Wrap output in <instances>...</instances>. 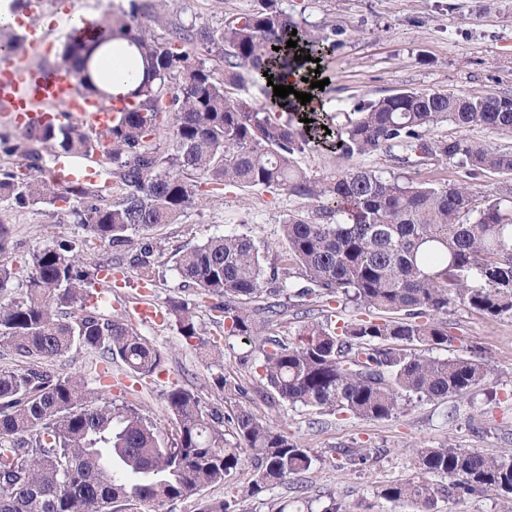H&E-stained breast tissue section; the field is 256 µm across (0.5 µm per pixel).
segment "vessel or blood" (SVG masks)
Returning <instances> with one entry per match:
<instances>
[{
	"instance_id": "b4317fda",
	"label": "vessel or blood",
	"mask_w": 512,
	"mask_h": 512,
	"mask_svg": "<svg viewBox=\"0 0 512 512\" xmlns=\"http://www.w3.org/2000/svg\"><path fill=\"white\" fill-rule=\"evenodd\" d=\"M46 39V34L29 30L30 56L0 62V117L26 124L65 119L92 130L112 125L118 114L111 104L78 94L72 77L40 64L41 47ZM50 175L62 184L99 181L94 166L66 159L55 164Z\"/></svg>"
}]
</instances>
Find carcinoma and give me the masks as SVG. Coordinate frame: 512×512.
I'll list each match as a JSON object with an SVG mask.
<instances>
[{
	"instance_id": "1",
	"label": "carcinoma",
	"mask_w": 512,
	"mask_h": 512,
	"mask_svg": "<svg viewBox=\"0 0 512 512\" xmlns=\"http://www.w3.org/2000/svg\"><path fill=\"white\" fill-rule=\"evenodd\" d=\"M162 5L129 0V9L94 24L92 36L68 39L62 58L74 67L79 93L116 98L124 108L95 133L56 122L0 137V151L21 159L0 168V200L18 208L71 201V223L119 251L133 235L176 223L229 186L314 201L311 213H292L281 224L286 251L278 265L267 264L244 234L210 239L176 260L184 286L212 300L211 323L254 343L262 357L256 392L271 405L283 400L324 415L382 420L411 396L465 397L485 384L491 368L484 361L425 352L463 342L448 323L452 302L512 317V185L479 196L466 182L436 185L406 170L452 161L472 176L512 174V149L430 136L448 122L512 132V96L407 89L363 104L334 136L313 114L305 131L232 90L250 84L269 94L263 73L305 67L308 61L294 60L296 50L324 55L335 44L312 35L281 0H256L221 28L157 35L140 19L164 26ZM116 38L146 64L140 84L117 97L92 74L94 54ZM290 39L297 48L287 47ZM163 133L164 148L157 143ZM315 141L330 145L347 168L331 179L302 169L297 155ZM47 147L109 161L112 199L98 187L61 188L47 178L40 165ZM377 151L391 154L397 170L351 165ZM152 253L144 243L132 260L146 284L153 282ZM29 264L25 296L0 301V348L21 359L0 368V512H136L140 503L160 512L248 464L255 468L251 497L312 468L311 449L250 411L225 418L192 388L166 392L175 433L165 440L138 409L101 400L80 377L50 372L46 363L72 350L118 358L139 378L153 376L164 357L124 319L100 311L99 274L121 261L87 262L76 243L58 238L30 253ZM262 296L269 301L253 305ZM327 297L366 314L342 322L334 311L311 316ZM292 306L306 307L310 320L291 341L270 335V324ZM165 321L202 357L223 356L189 302L170 300ZM416 455L419 476L384 486L381 497L432 512L443 496L512 495V451L487 456L441 446ZM436 475L448 484L432 482Z\"/></svg>"
}]
</instances>
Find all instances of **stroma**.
Returning a JSON list of instances; mask_svg holds the SVG:
<instances>
[{
	"label": "stroma",
	"mask_w": 512,
	"mask_h": 512,
	"mask_svg": "<svg viewBox=\"0 0 512 512\" xmlns=\"http://www.w3.org/2000/svg\"><path fill=\"white\" fill-rule=\"evenodd\" d=\"M127 3L112 0L107 6L98 0H42L33 19L51 32L47 63L57 68L62 65L67 34L61 18L75 11L98 17ZM253 6L254 0H166L165 14L173 27L206 24L219 28ZM283 6L305 18L314 35H327L335 43L320 63L321 76L329 80L322 92L328 115L356 112L363 103L402 89L512 94V0H283ZM420 177L432 184L467 179L465 171L451 163L429 164ZM504 181L497 173L470 180L479 193L499 189ZM312 208V202L285 194L245 193L229 187L209 196L202 207L185 210L176 223L153 228L144 237L153 246L152 284L143 285L136 269L123 265L107 312L127 319L161 351L162 372L138 379L122 362L108 365L99 354L85 350L52 360L50 369L83 377L92 387L105 382L106 400L139 407L162 433L174 430L165 392L177 384L189 385L225 414L247 409L260 419L282 425L317 456L309 472L267 487L255 497L245 493L253 479L252 469H240L227 484L205 488V500L232 498L236 512H269L271 504L282 500L317 510L333 495L346 512H413L410 504L388 501L379 491L416 474L417 448L449 445L475 448L488 456L512 449V317L489 318L458 303L449 305L448 319L463 340L430 350L429 355L443 360L468 353L488 362L490 380L469 398L414 399L384 420L323 415L284 401L267 404L252 388L259 353L245 338L221 336L195 289L182 287L175 261L186 248L224 234L251 236L268 245L267 257L275 259L282 252V221L288 214ZM64 209L61 202L26 209L0 202V222L13 230L1 256L19 274L10 296L17 298L25 292L21 279L28 273L25 261L30 252L59 236L75 241L85 238L83 228L70 223ZM173 297L194 303L199 322L224 349L221 362L199 357L165 323L139 318L141 304L163 308ZM215 372L224 375L223 389L212 385ZM343 448H377L381 454L363 469L354 470L343 464L339 455ZM433 512H512V498L495 493L441 497Z\"/></svg>",
	"instance_id": "1"
}]
</instances>
